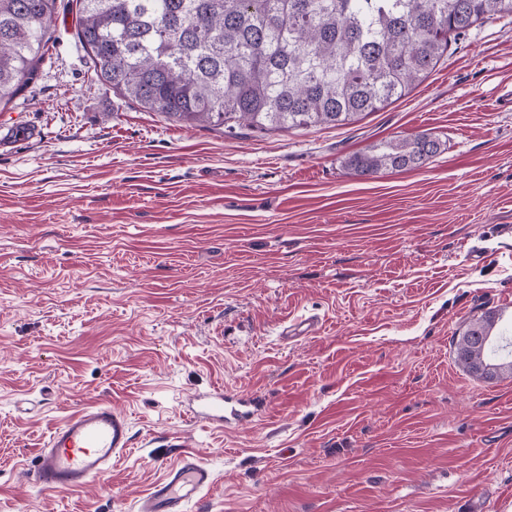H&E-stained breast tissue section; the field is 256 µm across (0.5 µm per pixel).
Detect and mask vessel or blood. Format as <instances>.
I'll return each mask as SVG.
<instances>
[{
  "instance_id": "1",
  "label": "vessel or blood",
  "mask_w": 512,
  "mask_h": 512,
  "mask_svg": "<svg viewBox=\"0 0 512 512\" xmlns=\"http://www.w3.org/2000/svg\"><path fill=\"white\" fill-rule=\"evenodd\" d=\"M265 399L216 386L198 394L190 405L195 418L211 424L252 423L263 416ZM132 446L126 415L109 404H93L73 412L55 426L32 465L35 481L59 493L82 488L105 476L115 460ZM214 483L212 470L195 455L168 471L143 499L139 512H187Z\"/></svg>"
}]
</instances>
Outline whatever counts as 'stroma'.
<instances>
[{
	"label": "stroma",
	"mask_w": 512,
	"mask_h": 512,
	"mask_svg": "<svg viewBox=\"0 0 512 512\" xmlns=\"http://www.w3.org/2000/svg\"><path fill=\"white\" fill-rule=\"evenodd\" d=\"M76 19L57 0L0 108V512H135L186 451L215 477L189 512H512V374L455 358L470 319L512 318V19L357 122L235 136L107 90ZM420 134L444 144L422 167L344 165ZM220 384L265 416L191 418ZM92 403L132 448L40 487L38 448Z\"/></svg>",
	"instance_id": "obj_1"
}]
</instances>
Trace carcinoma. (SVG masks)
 Segmentation results:
<instances>
[{"instance_id":"1","label":"carcinoma","mask_w":512,"mask_h":512,"mask_svg":"<svg viewBox=\"0 0 512 512\" xmlns=\"http://www.w3.org/2000/svg\"><path fill=\"white\" fill-rule=\"evenodd\" d=\"M57 0H0V107L37 76ZM77 36L103 85L152 112L228 135L342 126L424 82L448 39L510 16L512 0H77ZM437 138L389 139L348 157L361 176L424 165ZM502 315L473 318L456 361L512 373Z\"/></svg>"}]
</instances>
